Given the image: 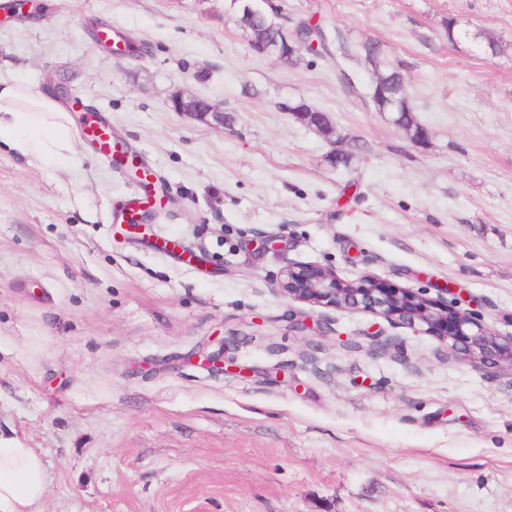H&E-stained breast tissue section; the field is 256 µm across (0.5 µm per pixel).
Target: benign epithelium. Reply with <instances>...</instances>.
<instances>
[{
    "label": "benign epithelium",
    "instance_id": "7a95c632",
    "mask_svg": "<svg viewBox=\"0 0 512 512\" xmlns=\"http://www.w3.org/2000/svg\"><path fill=\"white\" fill-rule=\"evenodd\" d=\"M272 28L275 34L261 44V54L278 61L283 47H289L293 54L305 47L283 24L274 22ZM278 287L296 301L371 312L432 336L455 356L488 375L496 374L505 364L512 367V336H497L483 328L472 313L462 308L461 290L449 285L431 298L370 274L347 281L319 265L294 264L284 271Z\"/></svg>",
    "mask_w": 512,
    "mask_h": 512
}]
</instances>
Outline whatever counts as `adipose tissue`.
Listing matches in <instances>:
<instances>
[{
	"label": "adipose tissue",
	"mask_w": 512,
	"mask_h": 512,
	"mask_svg": "<svg viewBox=\"0 0 512 512\" xmlns=\"http://www.w3.org/2000/svg\"><path fill=\"white\" fill-rule=\"evenodd\" d=\"M20 158L55 160L74 150L66 112L17 83H0V148ZM46 467L32 448L0 440V512H34L46 492Z\"/></svg>",
	"instance_id": "ef3b65f1"
}]
</instances>
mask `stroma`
I'll list each match as a JSON object with an SVG mask.
<instances>
[{
  "mask_svg": "<svg viewBox=\"0 0 512 512\" xmlns=\"http://www.w3.org/2000/svg\"><path fill=\"white\" fill-rule=\"evenodd\" d=\"M274 2L289 30L403 60L427 142L309 53L257 54L227 0H34L0 24V80L67 71L168 197L132 229L113 216L143 194L133 171L80 141L49 163L0 151V436L42 455L38 512H512V370L278 290L296 263L431 297L451 282L512 336V0ZM451 17L505 52L449 41ZM97 22L132 51L100 49ZM180 94L229 125L175 111ZM298 99L336 138L283 111ZM374 323L392 347L352 346ZM204 347L249 375L191 363Z\"/></svg>",
  "mask_w": 512,
  "mask_h": 512,
  "instance_id": "1",
  "label": "stroma"
}]
</instances>
